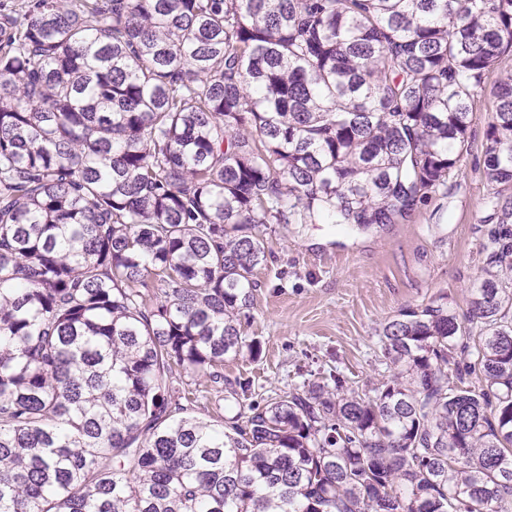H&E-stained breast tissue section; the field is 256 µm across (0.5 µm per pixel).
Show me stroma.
I'll return each instance as SVG.
<instances>
[{
  "label": "stroma",
  "instance_id": "obj_1",
  "mask_svg": "<svg viewBox=\"0 0 512 512\" xmlns=\"http://www.w3.org/2000/svg\"><path fill=\"white\" fill-rule=\"evenodd\" d=\"M510 72L512 54L487 75L474 102L469 147L450 175L447 194H430L408 218L367 232L330 224L258 227L267 258L254 272L244 334L261 351L225 361L226 378L250 382L257 401L336 372L365 389L390 373L380 332L400 311L442 299L459 323H467L495 227L485 131L494 119L493 92ZM237 412L233 396L221 389L185 410L224 423Z\"/></svg>",
  "mask_w": 512,
  "mask_h": 512
}]
</instances>
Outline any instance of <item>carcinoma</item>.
Segmentation results:
<instances>
[{
    "label": "carcinoma",
    "instance_id": "obj_1",
    "mask_svg": "<svg viewBox=\"0 0 512 512\" xmlns=\"http://www.w3.org/2000/svg\"><path fill=\"white\" fill-rule=\"evenodd\" d=\"M512 0L0 7V512H512V73L471 300L385 324L391 375L246 395L265 224L368 231L448 191ZM160 282L153 300L141 289ZM206 397H200L198 403H187L181 400L184 405L182 415L199 417L207 420H218L229 424L235 418L239 408L236 400L228 391L209 387V393H201Z\"/></svg>",
    "mask_w": 512,
    "mask_h": 512
}]
</instances>
